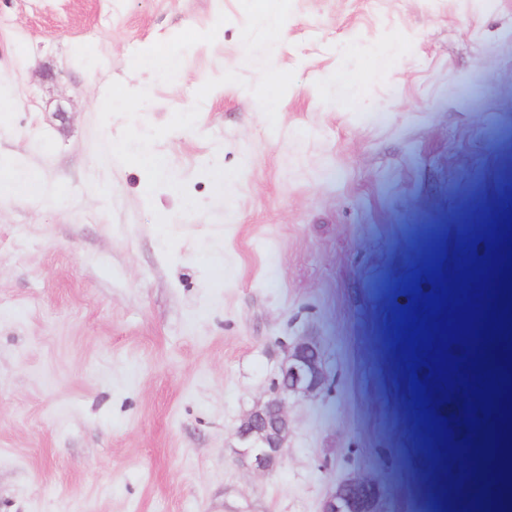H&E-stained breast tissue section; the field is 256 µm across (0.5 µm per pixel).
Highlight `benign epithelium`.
I'll use <instances>...</instances> for the list:
<instances>
[{
	"mask_svg": "<svg viewBox=\"0 0 512 512\" xmlns=\"http://www.w3.org/2000/svg\"><path fill=\"white\" fill-rule=\"evenodd\" d=\"M324 381L319 343L313 340L297 343L280 368L276 396L256 405L238 426L240 456L250 469L266 473L277 467L290 426L288 397L314 394ZM320 512H385V507L368 482L354 477L337 485L323 501Z\"/></svg>",
	"mask_w": 512,
	"mask_h": 512,
	"instance_id": "obj_1",
	"label": "benign epithelium"
}]
</instances>
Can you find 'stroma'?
<instances>
[{"label":"stroma","mask_w":512,"mask_h":512,"mask_svg":"<svg viewBox=\"0 0 512 512\" xmlns=\"http://www.w3.org/2000/svg\"><path fill=\"white\" fill-rule=\"evenodd\" d=\"M155 49L186 67H132ZM0 98V158L41 188L0 203V512H319L351 476L388 512L441 486L460 512L497 484L476 338L405 333L428 295L467 311L512 236L482 211L461 235L450 204L512 153V0H0ZM144 132L170 181L136 165ZM305 336L326 385L254 472L236 429ZM450 412L446 446L424 418Z\"/></svg>","instance_id":"stroma-1"}]
</instances>
